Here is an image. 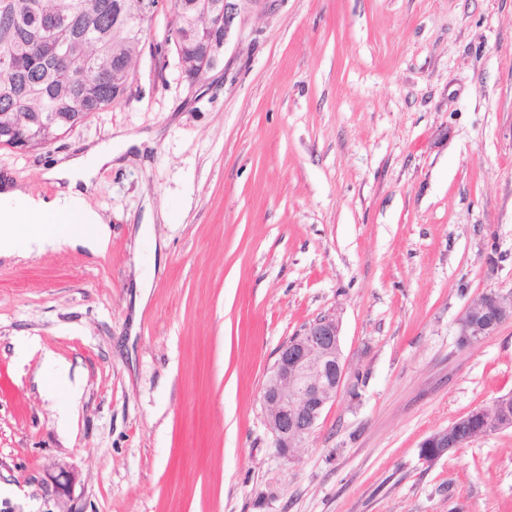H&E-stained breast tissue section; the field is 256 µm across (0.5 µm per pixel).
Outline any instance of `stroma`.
I'll use <instances>...</instances> for the list:
<instances>
[{
    "label": "stroma",
    "mask_w": 512,
    "mask_h": 512,
    "mask_svg": "<svg viewBox=\"0 0 512 512\" xmlns=\"http://www.w3.org/2000/svg\"><path fill=\"white\" fill-rule=\"evenodd\" d=\"M171 20L112 109L0 146L50 201L76 145L155 136L96 177L104 252L0 254V512H52L62 467L76 512H512V428L420 456L512 393V322L458 324L512 294V0H253L195 86ZM327 315L346 378L284 455L263 388ZM507 321H512V295L484 293L461 316L460 340L464 344L480 342L487 336H492Z\"/></svg>",
    "instance_id": "stroma-1"
}]
</instances>
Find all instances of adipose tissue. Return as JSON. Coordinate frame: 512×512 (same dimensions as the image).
Here are the masks:
<instances>
[{
    "label": "adipose tissue",
    "instance_id": "obj_1",
    "mask_svg": "<svg viewBox=\"0 0 512 512\" xmlns=\"http://www.w3.org/2000/svg\"><path fill=\"white\" fill-rule=\"evenodd\" d=\"M143 141V136L122 134L114 142L60 158L48 172L50 178L65 184L54 201L36 200L17 189H1L0 246L6 244L28 254L47 247L81 246L95 253L104 251L109 229L86 205L94 175L97 169L111 166L118 154L141 146Z\"/></svg>",
    "mask_w": 512,
    "mask_h": 512
}]
</instances>
